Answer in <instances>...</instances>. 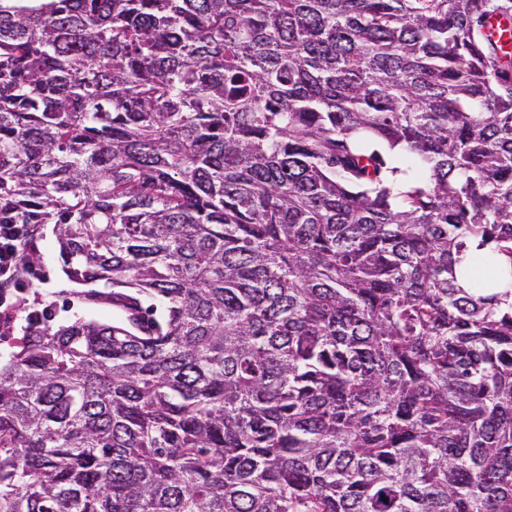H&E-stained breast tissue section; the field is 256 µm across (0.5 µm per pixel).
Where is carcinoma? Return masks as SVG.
Here are the masks:
<instances>
[{"label":"carcinoma","mask_w":512,"mask_h":512,"mask_svg":"<svg viewBox=\"0 0 512 512\" xmlns=\"http://www.w3.org/2000/svg\"><path fill=\"white\" fill-rule=\"evenodd\" d=\"M0 224V512H512V0H0ZM33 224H0V315L13 309L21 298V307L11 314L9 325L0 322V356L14 350L22 337L28 321L26 315L33 310H47L50 325L82 317L104 323H122L123 311L88 297L91 290L112 291V288L84 285L71 281L62 271L58 261V243L53 224H42L41 235L34 243L39 259L35 264L41 277L22 278L24 288L20 293L16 271L24 261L21 242L30 233ZM17 293H19L17 295ZM37 311V313H40ZM34 314L30 312L28 317Z\"/></svg>","instance_id":"obj_1"}]
</instances>
